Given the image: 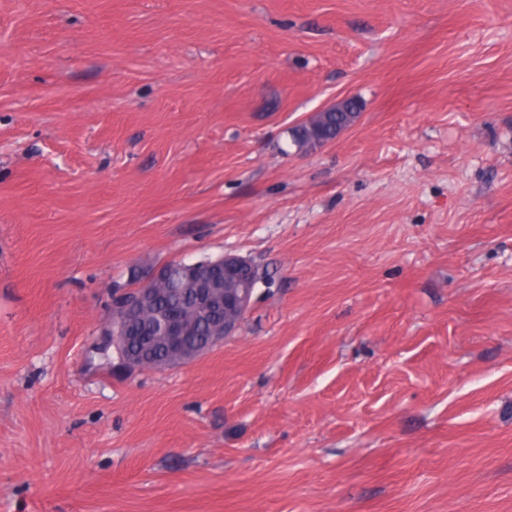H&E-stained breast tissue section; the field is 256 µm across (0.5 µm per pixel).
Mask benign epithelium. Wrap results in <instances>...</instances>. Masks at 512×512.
Here are the masks:
<instances>
[{
  "label": "benign epithelium",
  "mask_w": 512,
  "mask_h": 512,
  "mask_svg": "<svg viewBox=\"0 0 512 512\" xmlns=\"http://www.w3.org/2000/svg\"><path fill=\"white\" fill-rule=\"evenodd\" d=\"M166 274L167 270L161 267L139 284L117 290L112 297L109 316L99 329L94 352L112 346L121 353L118 364L128 371L140 370L141 363L154 356L160 347L180 365L204 353L201 347L189 348L184 345L188 324L184 312L179 308L166 309L155 332L149 336L131 318L134 311L153 303V283ZM254 277V266L242 264V258L231 253L189 274L194 286L196 308L200 314L212 319L215 336L211 337V342L220 344L239 333L242 321L224 318V311L234 310L246 316L255 301V292L248 286Z\"/></svg>",
  "instance_id": "obj_1"
}]
</instances>
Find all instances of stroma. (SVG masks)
<instances>
[{
    "label": "stroma",
    "mask_w": 512,
    "mask_h": 512,
    "mask_svg": "<svg viewBox=\"0 0 512 512\" xmlns=\"http://www.w3.org/2000/svg\"><path fill=\"white\" fill-rule=\"evenodd\" d=\"M227 253L238 336L88 365ZM0 512H512V0H0ZM345 109L347 112H317L294 127L289 136L296 153L304 154L326 141L333 142L340 129L350 127L359 117L358 104L354 99H348Z\"/></svg>",
    "instance_id": "35a3bbf8"
}]
</instances>
